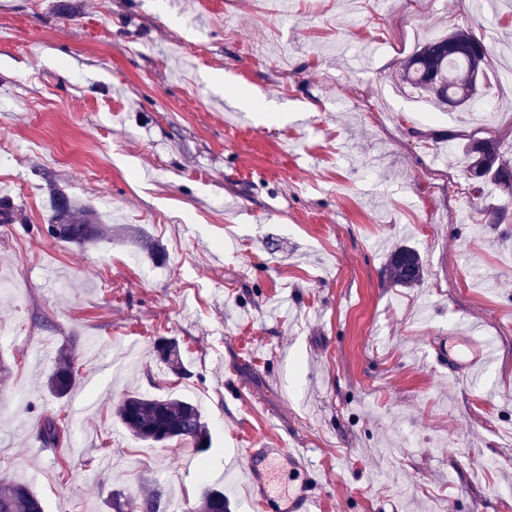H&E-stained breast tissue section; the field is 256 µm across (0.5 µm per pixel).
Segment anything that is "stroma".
<instances>
[{
    "label": "stroma",
    "mask_w": 512,
    "mask_h": 512,
    "mask_svg": "<svg viewBox=\"0 0 512 512\" xmlns=\"http://www.w3.org/2000/svg\"><path fill=\"white\" fill-rule=\"evenodd\" d=\"M506 0H0V476L47 512H113L157 484L195 500L200 460L232 497L240 448L271 449L269 512L305 451L323 512H512V197L474 192L461 147L512 160V81L470 111L396 72L423 43L493 29ZM369 50L368 68L347 58ZM456 153H449V146ZM60 190L101 240L47 233ZM417 249L394 288L390 251ZM496 357L449 374L435 347ZM176 339L184 374L153 355ZM76 386H44L60 352ZM196 402L206 454L135 439L129 392ZM54 415L58 446L39 429ZM388 278L399 287H413L421 283L425 268L419 252L409 246L395 248L387 260Z\"/></svg>",
    "instance_id": "obj_1"
}]
</instances>
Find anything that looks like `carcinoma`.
<instances>
[{
	"instance_id": "carcinoma-1",
	"label": "carcinoma",
	"mask_w": 512,
	"mask_h": 512,
	"mask_svg": "<svg viewBox=\"0 0 512 512\" xmlns=\"http://www.w3.org/2000/svg\"><path fill=\"white\" fill-rule=\"evenodd\" d=\"M494 66L484 37H476L467 28H456L447 35L420 46L403 63L398 80L441 105L454 102L467 108L477 95L478 81L493 79ZM466 171L470 179L489 180L507 194L512 193V162L503 158L496 141L488 139L484 148L470 142L464 150ZM48 233L63 242L84 245L100 235L95 214L79 207L72 198L58 191L52 198L51 224ZM388 278L399 287L421 283L425 268L419 252L409 246L395 248L387 260ZM156 358L177 373L183 370L181 349L173 338L162 337L153 346ZM76 375L70 358L47 379L50 391L58 396L70 392ZM115 416L135 438L153 443L186 440L197 452L206 451L210 441L209 425L200 406L190 400L172 396L131 393L115 409ZM42 440L48 445L60 443L63 430L59 419L47 416L40 427ZM189 512H230L224 489L205 484ZM0 512H44L41 499L26 485L0 479Z\"/></svg>"
}]
</instances>
